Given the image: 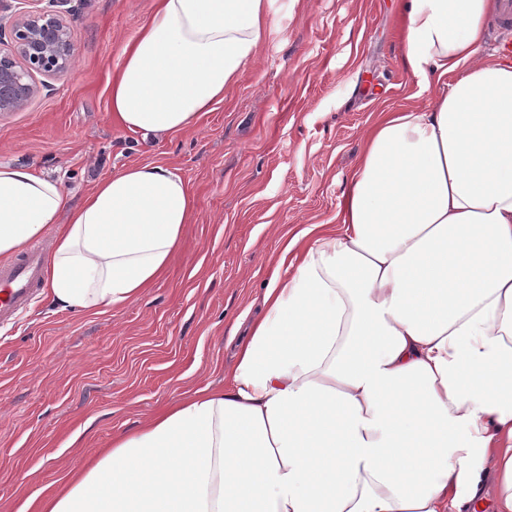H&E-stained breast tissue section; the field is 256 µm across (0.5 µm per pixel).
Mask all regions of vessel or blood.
I'll return each instance as SVG.
<instances>
[{
  "mask_svg": "<svg viewBox=\"0 0 512 512\" xmlns=\"http://www.w3.org/2000/svg\"><path fill=\"white\" fill-rule=\"evenodd\" d=\"M45 272V254L39 247L0 265V322L14 320L31 304L43 286Z\"/></svg>",
  "mask_w": 512,
  "mask_h": 512,
  "instance_id": "1",
  "label": "vessel or blood"
}]
</instances>
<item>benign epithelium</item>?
<instances>
[{"label":"benign epithelium","mask_w":512,"mask_h":512,"mask_svg":"<svg viewBox=\"0 0 512 512\" xmlns=\"http://www.w3.org/2000/svg\"><path fill=\"white\" fill-rule=\"evenodd\" d=\"M25 2L31 7L14 16L9 48H0V115L21 110L35 96L34 74L66 72L75 53L71 27L54 9L56 0Z\"/></svg>","instance_id":"benign-epithelium-1"}]
</instances>
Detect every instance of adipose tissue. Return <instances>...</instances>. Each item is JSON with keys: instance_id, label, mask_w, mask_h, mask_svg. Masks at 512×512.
Returning <instances> with one entry per match:
<instances>
[{"instance_id": "ef3b65f1", "label": "adipose tissue", "mask_w": 512, "mask_h": 512, "mask_svg": "<svg viewBox=\"0 0 512 512\" xmlns=\"http://www.w3.org/2000/svg\"><path fill=\"white\" fill-rule=\"evenodd\" d=\"M269 0H156L112 80L142 140L192 128L269 31ZM492 0H403L432 103L379 113L336 224L284 243L224 385L113 438L38 512H512V57L478 61ZM454 82H447L448 74ZM195 198L134 164L77 207L0 162V259L52 234L47 288L75 313L164 275Z\"/></svg>"}]
</instances>
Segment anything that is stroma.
Returning <instances> with one entry per match:
<instances>
[{
  "label": "stroma",
  "mask_w": 512,
  "mask_h": 512,
  "mask_svg": "<svg viewBox=\"0 0 512 512\" xmlns=\"http://www.w3.org/2000/svg\"><path fill=\"white\" fill-rule=\"evenodd\" d=\"M154 3L67 0L69 71L0 116V161L58 178L72 204L149 162L178 170L196 200L165 275L137 300L78 315L42 293L0 324V512H36L113 436L223 386L284 235L336 223L376 114L434 95L404 67L399 0H270L271 31L223 101L147 145L113 122L110 89Z\"/></svg>",
  "instance_id": "obj_1"
}]
</instances>
